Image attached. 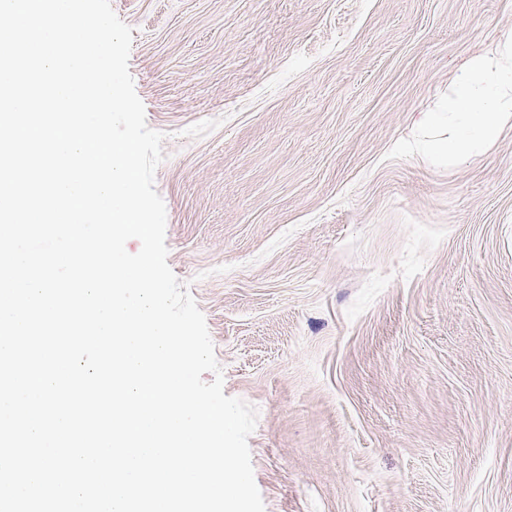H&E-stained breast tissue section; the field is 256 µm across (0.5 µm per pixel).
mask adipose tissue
Masks as SVG:
<instances>
[{"label":"adipose tissue","mask_w":512,"mask_h":512,"mask_svg":"<svg viewBox=\"0 0 512 512\" xmlns=\"http://www.w3.org/2000/svg\"><path fill=\"white\" fill-rule=\"evenodd\" d=\"M512 127V35H502L474 57L434 107L419 113L406 152L436 165H454L489 149L503 128Z\"/></svg>","instance_id":"1"}]
</instances>
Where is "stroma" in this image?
<instances>
[{"label": "stroma", "mask_w": 512, "mask_h": 512, "mask_svg": "<svg viewBox=\"0 0 512 512\" xmlns=\"http://www.w3.org/2000/svg\"><path fill=\"white\" fill-rule=\"evenodd\" d=\"M111 6L265 512H512V129L397 149L512 0Z\"/></svg>", "instance_id": "obj_1"}]
</instances>
